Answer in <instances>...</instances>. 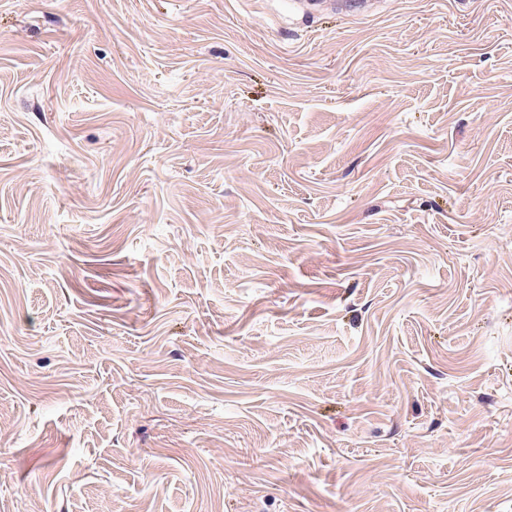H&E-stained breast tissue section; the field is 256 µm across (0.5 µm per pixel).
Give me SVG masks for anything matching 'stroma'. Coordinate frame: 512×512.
I'll return each mask as SVG.
<instances>
[{
	"label": "stroma",
	"mask_w": 512,
	"mask_h": 512,
	"mask_svg": "<svg viewBox=\"0 0 512 512\" xmlns=\"http://www.w3.org/2000/svg\"><path fill=\"white\" fill-rule=\"evenodd\" d=\"M0 0V512H512V0Z\"/></svg>",
	"instance_id": "stroma-1"
}]
</instances>
